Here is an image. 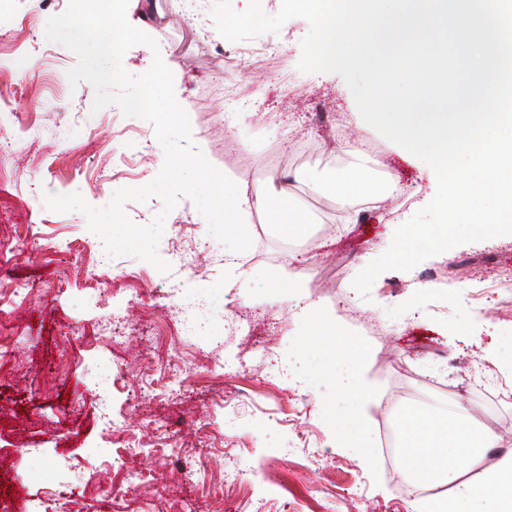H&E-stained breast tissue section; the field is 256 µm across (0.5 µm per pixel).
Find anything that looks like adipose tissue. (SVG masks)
I'll list each match as a JSON object with an SVG mask.
<instances>
[{
  "label": "adipose tissue",
  "instance_id": "ef3b65f1",
  "mask_svg": "<svg viewBox=\"0 0 512 512\" xmlns=\"http://www.w3.org/2000/svg\"><path fill=\"white\" fill-rule=\"evenodd\" d=\"M287 183H271L253 190L234 186L224 204V235L236 247L224 254L225 280H241L248 272L240 262L247 245L245 224L252 214L270 216L280 234L304 237L307 220L290 204ZM401 471L408 482L423 491L413 512H512V451L492 468L485 456L499 447L493 430L470 423L462 407L445 414L405 409L399 419Z\"/></svg>",
  "mask_w": 512,
  "mask_h": 512
}]
</instances>
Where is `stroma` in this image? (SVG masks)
<instances>
[{"instance_id":"obj_1","label":"stroma","mask_w":512,"mask_h":512,"mask_svg":"<svg viewBox=\"0 0 512 512\" xmlns=\"http://www.w3.org/2000/svg\"><path fill=\"white\" fill-rule=\"evenodd\" d=\"M212 4L130 0L128 21L184 60L178 101L192 138L236 184L265 185L282 173L281 158L299 155L293 202L310 220L307 235L286 247L259 216L241 262L252 275L298 272L313 300L370 343L379 472L335 447L320 388L279 376L299 330L287 298L225 283L224 246L189 197L169 212L157 196L125 206L139 225L165 214L157 251L169 273L119 256L107 282L93 276L99 237L83 213L48 210L45 194L106 206L116 190L152 181L164 149L150 122L115 105L94 110L93 85L70 83L76 56L45 35L66 0H0L9 32L0 40V143L11 145L0 158V274L31 290L0 303V333L15 341L0 356L5 512H407L393 452L405 407L463 403L512 446V400L480 367L487 348L512 352V241L464 243L411 271H385L362 297L354 278L435 184L363 120L341 76L299 70L306 20L257 36L279 48L267 57L224 39ZM358 139L370 175L393 186L373 209L322 187L352 167L345 147ZM107 403L117 419L109 430ZM182 446L195 460L190 478ZM116 450L140 472L143 493L110 468ZM62 458L69 468L60 473Z\"/></svg>"}]
</instances>
